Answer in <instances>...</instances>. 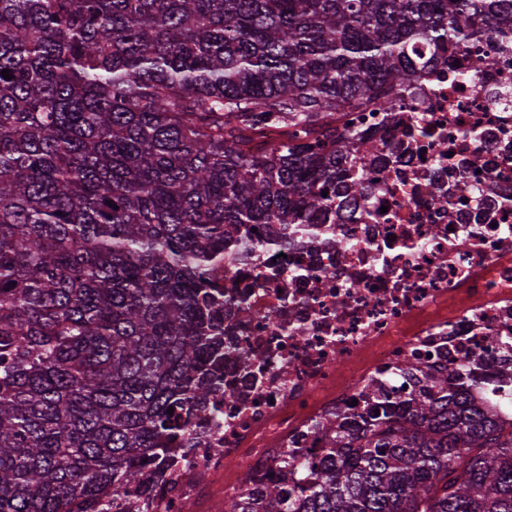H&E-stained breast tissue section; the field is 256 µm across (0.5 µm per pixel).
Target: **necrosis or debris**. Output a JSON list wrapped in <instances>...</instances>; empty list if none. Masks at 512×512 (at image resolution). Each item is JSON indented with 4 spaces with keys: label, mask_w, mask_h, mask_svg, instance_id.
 Masks as SVG:
<instances>
[{
    "label": "necrosis or debris",
    "mask_w": 512,
    "mask_h": 512,
    "mask_svg": "<svg viewBox=\"0 0 512 512\" xmlns=\"http://www.w3.org/2000/svg\"><path fill=\"white\" fill-rule=\"evenodd\" d=\"M494 58L492 69L469 62ZM344 122L380 141L358 157L371 190L337 224H304L286 247L246 233L214 274L224 328L220 390L185 413L190 444L152 469L151 495L121 512H193L199 483L230 496L270 477L309 481L326 460L319 426L352 417L361 388L403 400L404 359L474 372L479 400L512 416V48L476 30L421 71L389 122L377 107ZM446 206L431 202L434 189ZM299 460L296 469L286 459Z\"/></svg>",
    "instance_id": "4bbe7bcc"
}]
</instances>
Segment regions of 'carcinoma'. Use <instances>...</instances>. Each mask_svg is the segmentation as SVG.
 <instances>
[{
    "mask_svg": "<svg viewBox=\"0 0 512 512\" xmlns=\"http://www.w3.org/2000/svg\"><path fill=\"white\" fill-rule=\"evenodd\" d=\"M479 26L512 39V0H0V512L146 485L219 381L203 275L248 224L284 243L364 195L343 112L394 115ZM418 383L218 512H512V421L461 369Z\"/></svg>",
    "mask_w": 512,
    "mask_h": 512,
    "instance_id": "1",
    "label": "carcinoma"
}]
</instances>
